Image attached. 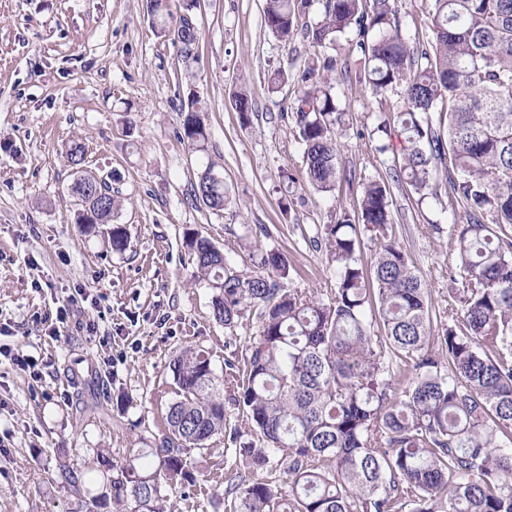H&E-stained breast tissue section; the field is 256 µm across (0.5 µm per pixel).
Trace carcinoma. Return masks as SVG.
Returning a JSON list of instances; mask_svg holds the SVG:
<instances>
[{"label": "carcinoma", "instance_id": "carcinoma-1", "mask_svg": "<svg viewBox=\"0 0 512 512\" xmlns=\"http://www.w3.org/2000/svg\"><path fill=\"white\" fill-rule=\"evenodd\" d=\"M322 6V18L296 21ZM149 0L155 32L179 35L181 56L198 58L196 0ZM264 23L284 44L298 34L324 48L353 35L361 55L355 78L374 96L402 100L397 129L376 131L393 153L386 179L361 183L357 223L345 214L309 238L333 275L311 293L291 285L294 268L277 249L259 250L257 270L233 259L199 232L187 235L192 276L213 289V318L227 328L247 314L258 332L244 355L224 359L186 347L173 360L176 398L157 446L116 464L112 494L86 512L130 500V512H165L163 490L193 483L190 452L223 437L245 470L225 475L229 512H512V0H433L432 40L403 37L391 0H265ZM337 60L303 69L293 118L305 174L319 193L342 175L338 130L346 124L336 98ZM241 123L255 103L232 96ZM207 107L195 95L181 104L179 137L205 150ZM400 144L394 152L392 138ZM68 163L83 167L85 146L71 141ZM70 185L85 209L86 228L112 225V250L129 245L112 185L100 200ZM419 195L446 197L460 220L448 225L447 290L427 287L406 251L389 234V182ZM190 195L224 211V172L209 161ZM373 244L365 263V240ZM245 418L249 437L238 424ZM277 472L278 485L256 476ZM75 496L82 474L59 472Z\"/></svg>", "mask_w": 512, "mask_h": 512}]
</instances>
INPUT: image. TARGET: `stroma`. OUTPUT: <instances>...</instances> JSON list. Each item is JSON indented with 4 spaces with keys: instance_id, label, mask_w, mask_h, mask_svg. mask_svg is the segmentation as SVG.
I'll list each match as a JSON object with an SVG mask.
<instances>
[{
    "instance_id": "35a3bbf8",
    "label": "stroma",
    "mask_w": 512,
    "mask_h": 512,
    "mask_svg": "<svg viewBox=\"0 0 512 512\" xmlns=\"http://www.w3.org/2000/svg\"><path fill=\"white\" fill-rule=\"evenodd\" d=\"M147 2L0 0V325L9 330L0 346L33 355L38 370L0 357V512H82L60 467L84 472L86 497L103 493L98 449L122 462L154 447L175 398L171 364L180 351L207 350L220 371L255 335L251 320L231 331L213 318L212 289L190 279L186 231L207 235L246 270L238 235L252 225L257 245L283 251L303 287L320 288L329 266L305 239L354 211L361 192L343 179L330 194L307 184L284 116L300 87L291 80L272 94L267 84L276 69L298 73L327 55L357 68L349 37L332 51L300 39L284 45L264 24L265 0H200V57L187 63L177 43L155 35ZM394 5L404 37L430 41L432 0ZM242 86L255 102L247 126L232 103ZM191 93L208 109L203 152L177 136ZM336 93L353 118L342 133V168L385 175L392 156L377 152L365 129L396 96L383 103L348 82ZM74 139L89 169L112 176L122 202L115 220L130 240L124 252L113 251L106 227L77 222L65 157ZM211 158L231 196L218 214L188 196ZM285 171L294 184H284ZM390 201L393 238L428 287H443L447 235L434 227L452 213L395 184ZM191 462L195 484L168 492L174 512H225L223 440L192 452Z\"/></svg>"
}]
</instances>
